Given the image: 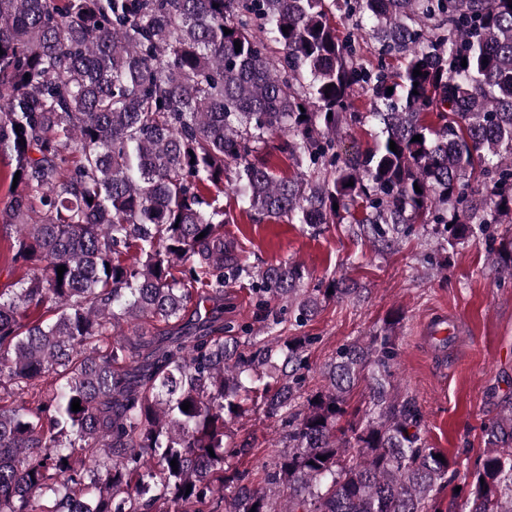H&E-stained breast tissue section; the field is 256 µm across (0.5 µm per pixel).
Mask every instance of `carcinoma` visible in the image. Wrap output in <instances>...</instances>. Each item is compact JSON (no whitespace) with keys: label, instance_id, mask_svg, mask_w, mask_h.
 I'll use <instances>...</instances> for the list:
<instances>
[{"label":"carcinoma","instance_id":"1","mask_svg":"<svg viewBox=\"0 0 512 512\" xmlns=\"http://www.w3.org/2000/svg\"><path fill=\"white\" fill-rule=\"evenodd\" d=\"M511 3L0 0V154L19 176L0 222L24 269L0 290V512H440L449 459L422 439L415 400L393 394L391 327L339 348L306 398L309 336L226 337L220 323L151 341L243 272L224 247L226 181L259 220L317 230L359 207L387 247L421 218L451 246L480 234L512 276V231L495 237L512 224ZM335 11L368 31L376 65ZM357 86L379 131L343 161ZM301 280L297 265L259 271L260 306L302 327L355 293ZM361 382L369 401L342 427ZM252 393L287 441L258 481L226 431ZM482 432L465 506L512 512V398Z\"/></svg>","mask_w":512,"mask_h":512}]
</instances>
